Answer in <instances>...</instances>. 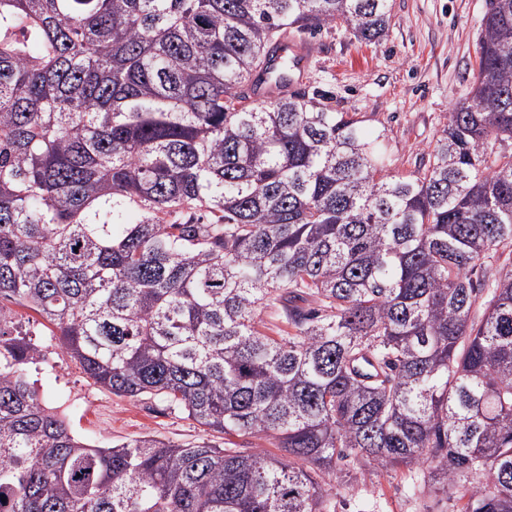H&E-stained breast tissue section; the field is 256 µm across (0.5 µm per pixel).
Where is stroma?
<instances>
[{
  "label": "stroma",
  "mask_w": 512,
  "mask_h": 512,
  "mask_svg": "<svg viewBox=\"0 0 512 512\" xmlns=\"http://www.w3.org/2000/svg\"><path fill=\"white\" fill-rule=\"evenodd\" d=\"M485 0H389V26L375 44L335 26L312 37L306 90H325L336 111L362 119L367 133L385 130L392 162L405 176L440 137L453 105L466 98L475 64ZM12 317L41 349L28 372L82 440L108 446L144 435L174 444L209 442L243 452L253 437L224 436L189 419L164 398L120 397L94 384L51 337V326L15 305ZM429 463L414 469L375 463L330 477L323 512H460L465 487L435 492L423 481Z\"/></svg>",
  "instance_id": "35a3bbf8"
}]
</instances>
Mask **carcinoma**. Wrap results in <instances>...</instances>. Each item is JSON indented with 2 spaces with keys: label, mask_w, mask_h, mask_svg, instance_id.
I'll list each match as a JSON object with an SVG mask.
<instances>
[{
  "label": "carcinoma",
  "mask_w": 512,
  "mask_h": 512,
  "mask_svg": "<svg viewBox=\"0 0 512 512\" xmlns=\"http://www.w3.org/2000/svg\"><path fill=\"white\" fill-rule=\"evenodd\" d=\"M389 0H0V297L116 396L283 455L91 445L0 307V512H322L339 463L470 477L512 512V0L428 163L323 91L238 88L277 40L383 37ZM499 149H494V144ZM279 305L292 333L254 326Z\"/></svg>",
  "instance_id": "carcinoma-1"
}]
</instances>
